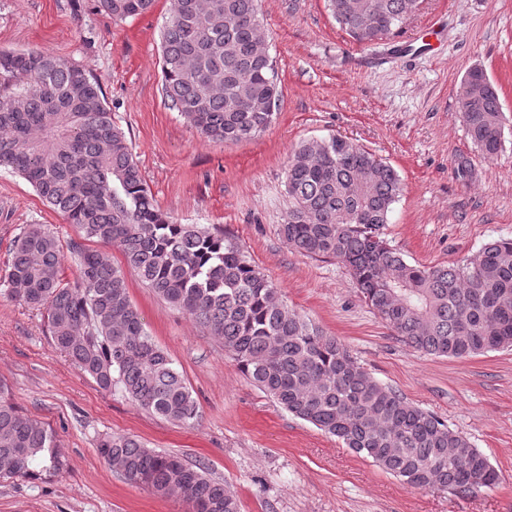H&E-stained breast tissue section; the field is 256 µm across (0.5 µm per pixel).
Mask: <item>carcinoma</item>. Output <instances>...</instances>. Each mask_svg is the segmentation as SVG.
Returning <instances> with one entry per match:
<instances>
[{
	"instance_id": "cac0c4a2",
	"label": "carcinoma",
	"mask_w": 512,
	"mask_h": 512,
	"mask_svg": "<svg viewBox=\"0 0 512 512\" xmlns=\"http://www.w3.org/2000/svg\"><path fill=\"white\" fill-rule=\"evenodd\" d=\"M124 20L154 0H97ZM360 45L398 33L409 0H327ZM162 93L203 137L238 142L266 131L280 106L258 0H175L162 32ZM457 109L471 142L493 159L505 113L481 67L469 69ZM0 167L25 179L85 239L120 248L127 266L170 306L224 343L247 379L281 408L420 490L471 492L499 475L461 433L376 381L347 347L278 298L277 288L221 228L179 224L149 193L132 148L82 68L40 50L0 51ZM280 234L311 258L348 267L365 302L405 344L466 359L512 347V239L486 243L463 266L408 263L383 239L401 191L395 169L354 141L301 142L285 172ZM63 246L45 224L18 236L8 296L43 309L53 342L105 391L171 422L199 410L170 355L154 343L110 256L69 244L77 267L64 280ZM129 482L182 498L197 512H240L237 498L200 465L129 435L97 445ZM54 434L25 416L0 383V480L59 474Z\"/></svg>"
}]
</instances>
